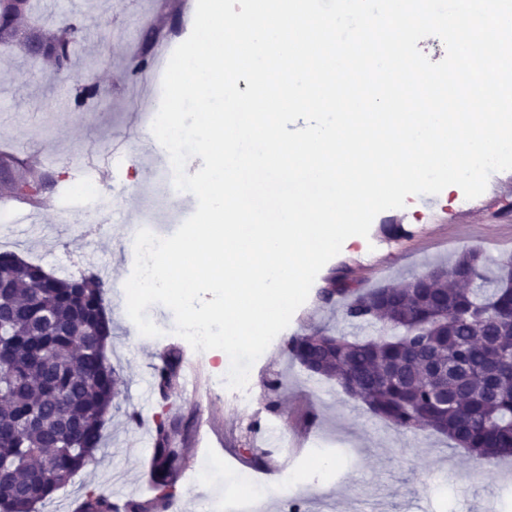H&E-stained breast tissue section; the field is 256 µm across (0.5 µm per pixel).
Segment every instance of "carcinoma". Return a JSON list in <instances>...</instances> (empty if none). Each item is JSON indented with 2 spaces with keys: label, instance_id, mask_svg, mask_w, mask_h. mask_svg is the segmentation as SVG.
Instances as JSON below:
<instances>
[{
  "label": "carcinoma",
  "instance_id": "obj_1",
  "mask_svg": "<svg viewBox=\"0 0 512 512\" xmlns=\"http://www.w3.org/2000/svg\"><path fill=\"white\" fill-rule=\"evenodd\" d=\"M32 9V0H0V45L37 42L57 73H71L87 40L83 18L73 14L45 30ZM41 177L25 170L10 193L38 198L25 188ZM496 266L488 276L481 254L471 250L395 288H351L336 278L322 294L338 295L344 319L375 334L311 328L290 337L282 352L399 428L441 433L477 460L512 457V258ZM42 271L0 252V504L7 512L44 508L94 460L119 394V375L106 356L107 281L94 272L41 280ZM181 364V352L170 349L156 369L162 389L177 382ZM175 421L167 411L154 423L151 498L120 504L107 490L90 488L76 512L170 508L186 466Z\"/></svg>",
  "mask_w": 512,
  "mask_h": 512
}]
</instances>
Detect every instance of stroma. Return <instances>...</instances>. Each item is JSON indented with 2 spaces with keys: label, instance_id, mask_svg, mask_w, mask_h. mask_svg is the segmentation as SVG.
I'll return each instance as SVG.
<instances>
[{
  "label": "stroma",
  "instance_id": "35a3bbf8",
  "mask_svg": "<svg viewBox=\"0 0 512 512\" xmlns=\"http://www.w3.org/2000/svg\"><path fill=\"white\" fill-rule=\"evenodd\" d=\"M196 0H39L43 24L82 11L89 37L71 75L57 74L45 59L22 48L0 47V149L39 151L49 159L44 172L53 181L36 214L35 231L0 232V251H12L58 275L95 272L110 288L105 309L112 320L107 357L119 374L121 394L103 429L94 462L57 491L44 512H72L88 487L120 485L127 498L149 494L147 458L142 441L151 432L160 399L144 401L140 382L170 348L182 353L184 366L197 369L196 388L171 389L183 419L186 447L196 442L235 449L239 459L264 456L275 471L259 492L261 512H512V457L488 464L429 431H406L374 417L334 383L308 376L281 352L280 341L313 326L352 333L333 302L320 291L329 277L344 276L357 288L396 286L431 265L473 249L487 265L512 254V170L492 173L482 195L467 206L441 203L436 195H417L411 207L389 209L373 220L368 237L343 246L318 273L306 302L293 314L251 368V404L214 389L225 367L221 359L195 351L174 334V316L160 304L148 308L162 336L144 340L126 313L123 285L135 255L113 226L131 206L134 223L151 221L170 236L196 209L195 197L171 202L163 189L145 185L141 153L129 148L123 164L101 189L114 201L113 216L99 218L72 200L70 183L94 177L88 155L101 142L138 135L140 97L157 83L154 71L132 75L128 64L142 52L158 61L185 41L193 28ZM97 96L78 99L83 86ZM275 378L287 384L269 393ZM315 413L306 423V413ZM137 423H130V416ZM328 459L317 467L316 458ZM216 473L201 471L194 485L180 484L176 512H211L219 498Z\"/></svg>",
  "mask_w": 512,
  "mask_h": 512
}]
</instances>
